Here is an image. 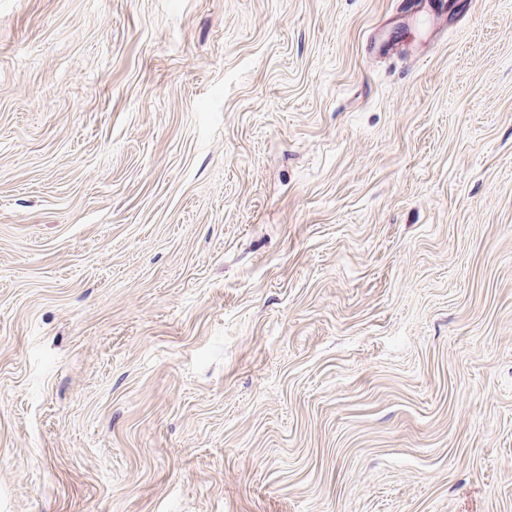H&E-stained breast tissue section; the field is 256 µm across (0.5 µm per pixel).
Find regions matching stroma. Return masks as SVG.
Here are the masks:
<instances>
[{
  "mask_svg": "<svg viewBox=\"0 0 512 512\" xmlns=\"http://www.w3.org/2000/svg\"><path fill=\"white\" fill-rule=\"evenodd\" d=\"M0 512H512V0H0Z\"/></svg>",
  "mask_w": 512,
  "mask_h": 512,
  "instance_id": "35a3bbf8",
  "label": "stroma"
}]
</instances>
